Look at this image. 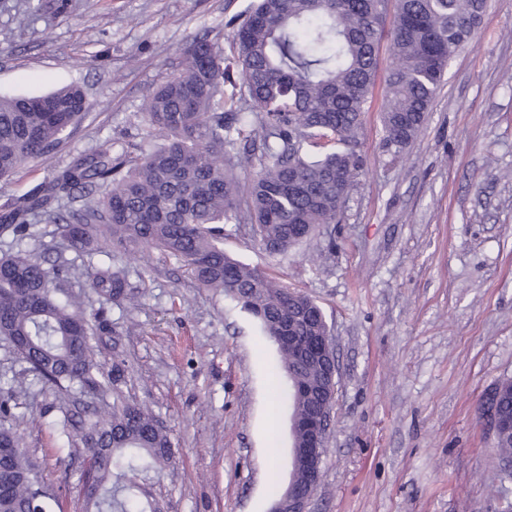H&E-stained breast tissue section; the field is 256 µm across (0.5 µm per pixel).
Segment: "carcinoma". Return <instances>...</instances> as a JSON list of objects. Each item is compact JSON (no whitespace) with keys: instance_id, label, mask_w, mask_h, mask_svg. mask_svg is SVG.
Here are the masks:
<instances>
[{"instance_id":"obj_1","label":"carcinoma","mask_w":512,"mask_h":512,"mask_svg":"<svg viewBox=\"0 0 512 512\" xmlns=\"http://www.w3.org/2000/svg\"><path fill=\"white\" fill-rule=\"evenodd\" d=\"M484 10L485 0H396L390 17L383 0H256L243 21L229 22L239 95H224L223 50L206 36L193 40L181 70L145 104L149 141L129 151L104 139L48 183L1 204L0 231L22 242L34 236L29 218L42 214L77 254L157 249L201 287L238 300L266 336L288 335L274 378L287 379L286 399L303 393L289 416L290 436L298 435L305 413L327 399V375L302 342L329 335L325 316L304 293L226 255L224 225H256L265 250L279 254L336 223L363 168L362 117L381 41L392 56L381 122L385 147L397 156L420 132L449 59ZM89 109L78 86L0 96V178L54 152ZM242 167L256 169L245 183ZM68 274L23 248L1 256L0 340L54 396L52 427L67 438L68 456L84 457V512H145L136 476L172 460L170 432L126 398L122 365L108 369L99 359L92 339L106 323L64 294ZM88 277L99 305L128 298L122 271L107 265ZM106 392L112 406L90 405ZM18 394L0 387V512H32L58 498L15 428ZM491 402L512 415V379L495 384ZM274 491L276 501L305 494L301 469L288 464V490L276 482Z\"/></svg>"}]
</instances>
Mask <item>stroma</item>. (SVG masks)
Masks as SVG:
<instances>
[{
    "mask_svg": "<svg viewBox=\"0 0 512 512\" xmlns=\"http://www.w3.org/2000/svg\"><path fill=\"white\" fill-rule=\"evenodd\" d=\"M252 0H0V96L77 85L92 107L52 154L0 180V201L50 181L105 138L148 136L147 98L200 35L230 50L228 20ZM27 15L25 27L17 18ZM380 99L364 117L363 171L340 223L268 253L248 224L224 227L225 253L322 308L339 385L322 478L307 512H512V468L482 420L494 384L512 378V0H487L474 37L450 61L419 136L399 158L383 145ZM69 293L92 295L87 268L125 270L131 299L106 308L102 361L124 362V392L170 431L175 456L145 473L152 512H269L288 478L289 410L270 372L276 345L241 303L198 287L153 250L64 251ZM39 383L18 429L81 512L74 457L48 428Z\"/></svg>",
    "mask_w": 512,
    "mask_h": 512,
    "instance_id": "35a3bbf8",
    "label": "stroma"
}]
</instances>
